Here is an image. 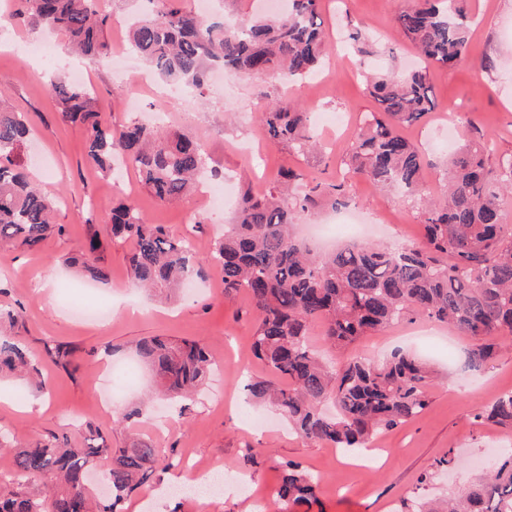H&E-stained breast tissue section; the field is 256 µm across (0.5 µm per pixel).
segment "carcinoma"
Segmentation results:
<instances>
[{
	"mask_svg": "<svg viewBox=\"0 0 512 512\" xmlns=\"http://www.w3.org/2000/svg\"><path fill=\"white\" fill-rule=\"evenodd\" d=\"M290 2L281 15L250 17L228 29L222 21L187 11L183 0H163L158 11L130 17L128 44L154 76L199 94L218 63L250 78L294 84L322 64L327 33L321 0ZM465 2L417 0L398 11L395 27L413 44L424 67L370 82L377 108L360 123L348 157L352 171L375 188L400 189L419 199L421 242L350 244L315 254L294 225L321 205L341 203L346 187L339 181H308L291 169L268 191L242 194L236 224L203 260L183 237L149 223L131 199L112 206L109 233L132 241L128 270L142 287L160 289L172 299L187 280L213 266L222 274L224 294L243 290L249 295L256 323L253 354L288 386L253 378L245 385L246 394L272 405L307 442L348 451L362 448L376 434L415 420L429 402L430 371L403 349L379 362L356 356L338 370L329 369L308 340L318 319L326 341L346 347L419 315L470 337L475 367L512 340V224L503 210L512 194V153L491 159L486 133L473 128V137L444 173L441 195L425 199L420 191L426 158L400 133L435 109L428 70L468 62ZM21 12L62 35L77 53L94 57L108 50L103 32L112 14L99 0H21ZM349 39L359 55L373 53L365 24L354 27ZM51 92L61 120L88 131L89 163L107 172L113 158L122 157L162 202H176L196 190L197 178L207 169L220 176L208 168L205 152L191 138L138 121L114 129L99 119L91 90L83 85L60 81ZM258 120L267 137L293 154L305 155L318 146L310 113L301 103L268 101ZM29 132L24 113L0 106L1 247L39 248L56 230L54 201L29 182L22 163L20 151ZM101 247L95 234L66 263L79 278L103 282L107 275L96 257ZM135 350L152 371L158 393L179 402V416L186 415L214 364L207 345L153 336L137 341ZM68 356L58 344L46 343L38 354L19 337L0 333V375L30 382L43 393L50 387L42 360L65 365ZM327 400L336 405L332 417L319 411ZM473 422L512 428V391L480 408ZM104 454L109 464L101 478L112 494L106 512H121V503L157 469L177 463L164 449L142 441L109 448L92 428L74 446L66 436L52 434L16 449L12 469L0 475L9 487L0 492V512H95L88 479ZM40 476L51 483L28 491ZM317 482L300 463L288 461L278 496L292 505L306 504ZM448 512H512V448L503 450L484 478L449 501Z\"/></svg>",
	"mask_w": 512,
	"mask_h": 512,
	"instance_id": "carcinoma-1",
	"label": "carcinoma"
}]
</instances>
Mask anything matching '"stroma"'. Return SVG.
Listing matches in <instances>:
<instances>
[{"instance_id":"1","label":"stroma","mask_w":512,"mask_h":512,"mask_svg":"<svg viewBox=\"0 0 512 512\" xmlns=\"http://www.w3.org/2000/svg\"><path fill=\"white\" fill-rule=\"evenodd\" d=\"M409 0H322L321 15L328 35L337 29L364 23L376 44L373 55L359 56L351 46L332 51L335 69L328 83L299 82L282 87L270 79H251L225 72L210 79L204 98L162 103V81L153 90L136 80L115 81L108 58L83 61L91 73L94 108L104 122L118 127L130 120H153L168 110L169 131L200 141L212 166L232 180V194L224 208L213 212L195 196L180 204L165 205L129 173L125 184L90 165L85 157L87 131L61 121L49 79L66 77L69 56L62 36L47 32L28 15H16L0 24V76L6 81L0 104L32 119L23 161L29 178L58 200L54 223L63 234L52 235L42 248L13 245L0 252V307L22 310L12 327L33 349L51 341L67 348V366L45 362L51 390L42 396L31 385L0 379V430L9 434V449L0 450V472L13 464L12 449L56 433L83 434L98 429L108 445H127L129 430L145 441L190 456L203 465L223 467L229 480L219 496L178 497L168 491L170 471H156L152 479L124 504L125 512H400L404 501L421 498L445 502L478 480L488 459L500 449L512 448V429L475 426L473 411L512 391V346L501 350L480 368H472L467 352L469 337L435 325L439 344L428 347L414 338L423 318L402 321L398 327L361 338L346 349L323 339V324L310 328V342L331 365L360 355L384 358L392 349H408L435 373L428 387L429 403L416 421L376 436L370 447L373 461H354L352 454L323 443H309L288 428L274 409L247 401L248 376L271 378V371L254 358L255 324L247 294L225 296L218 270L206 268L196 288L169 301L135 288L128 273L129 241L107 236L105 226L113 200L135 199L153 224L181 235L197 224V252L208 255L235 221L237 196L243 187L262 192L285 168L300 170L311 179H346L351 209L385 225L382 242H421L423 227L416 199L393 190H378L347 166L352 132L333 125L339 114H364L376 103L366 89L368 75L404 73L417 62L412 45L401 40L394 27L397 12ZM471 39L468 66L436 68L428 74L436 109L424 121L403 128L402 134L431 160L424 174L425 191L435 193L442 183L439 167L450 145H461L472 128L487 133L495 153H512V0H469ZM28 45L26 55L15 43ZM494 68L482 70L483 60ZM270 99L296 98L312 112L320 151L290 153L262 132L257 121L260 91ZM101 234V263L108 279L91 291L79 289L65 263L92 234ZM99 298L111 309L108 319L92 322L76 317L67 300ZM146 336L200 339L216 360L224 362L223 375H211L186 416H178L167 402L149 400V383H134L113 401H106L108 361L132 356V347ZM112 349L111 360L98 352ZM142 413L132 421L123 416L131 407ZM259 450L247 455L248 447ZM454 451L459 463L439 467V459ZM296 461L318 477L310 503L283 507L277 497L286 461Z\"/></svg>"}]
</instances>
